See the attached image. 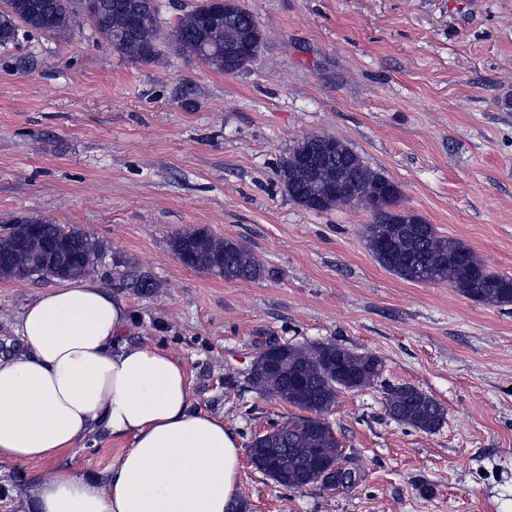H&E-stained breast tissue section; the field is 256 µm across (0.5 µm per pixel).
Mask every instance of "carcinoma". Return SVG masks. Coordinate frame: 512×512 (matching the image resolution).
I'll return each instance as SVG.
<instances>
[{"label": "carcinoma", "mask_w": 512, "mask_h": 512, "mask_svg": "<svg viewBox=\"0 0 512 512\" xmlns=\"http://www.w3.org/2000/svg\"><path fill=\"white\" fill-rule=\"evenodd\" d=\"M93 16L85 14V0H0V46L15 41L20 29L58 38L88 22L100 39L122 56L150 61L169 49L178 57L198 60L212 70L224 71V45L238 35L258 28L253 15L237 5L226 19L224 33L212 35L203 25L211 4L192 6L160 33L162 17L158 0H127L131 8L118 11L113 0H95ZM138 20L134 38L126 36L130 16ZM345 180L333 206L348 205V188L360 198L377 202L373 221L366 225V241L377 262L400 278L416 283L446 282L469 299L494 305L512 304V277L491 270L458 239L443 237L433 225L417 218L413 224L400 222L394 211L401 197L392 181L369 168L342 141ZM317 149L315 136L298 139L277 170L288 196L301 206L310 186L297 180L294 164L300 150ZM56 224L45 217L22 216L9 231L0 234V252L10 254L0 268V279H29L34 276L58 280L84 276L106 252L105 244L81 229L66 237L54 234ZM175 255L187 266L224 277L226 280L259 281L266 277L262 261L245 245L217 238L205 228L179 231L170 239ZM126 285L138 292L157 287L151 277L126 262ZM383 360L372 353L358 352L336 342L296 344L271 343L255 358L249 383L262 395L298 410L288 426L272 425L266 438L254 437L247 448L249 459L266 474L276 473L274 482L288 488L320 484L325 488L349 487L356 472H338L343 448L325 417L343 391L362 390L378 382ZM384 408L393 421L432 432L445 420V410L433 397L411 386L387 388Z\"/></svg>", "instance_id": "cac0c4a2"}]
</instances>
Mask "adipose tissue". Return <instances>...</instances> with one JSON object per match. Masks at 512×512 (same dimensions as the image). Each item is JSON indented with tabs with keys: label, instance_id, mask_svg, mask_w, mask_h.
I'll return each mask as SVG.
<instances>
[{
	"label": "adipose tissue",
	"instance_id": "obj_1",
	"mask_svg": "<svg viewBox=\"0 0 512 512\" xmlns=\"http://www.w3.org/2000/svg\"><path fill=\"white\" fill-rule=\"evenodd\" d=\"M128 324L126 302L89 277L24 308L22 347L0 356V462L53 463L30 484L35 512H229L235 435L195 407L180 360L124 342ZM98 429L128 442L104 483L58 463Z\"/></svg>",
	"mask_w": 512,
	"mask_h": 512
}]
</instances>
